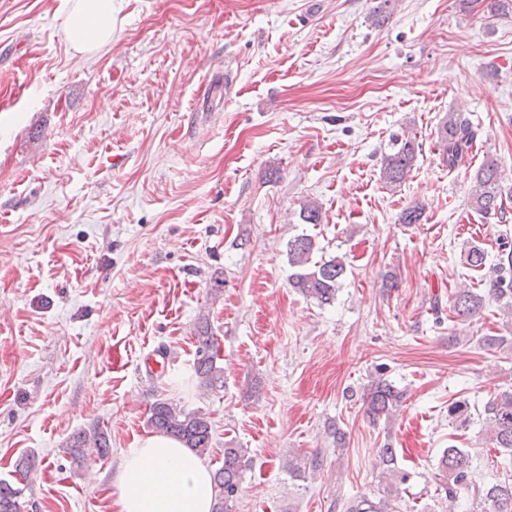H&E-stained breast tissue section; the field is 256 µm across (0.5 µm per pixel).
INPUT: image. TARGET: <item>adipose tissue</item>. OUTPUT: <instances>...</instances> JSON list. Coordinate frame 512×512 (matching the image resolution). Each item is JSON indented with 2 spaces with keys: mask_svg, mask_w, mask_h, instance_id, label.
Wrapping results in <instances>:
<instances>
[{
  "mask_svg": "<svg viewBox=\"0 0 512 512\" xmlns=\"http://www.w3.org/2000/svg\"><path fill=\"white\" fill-rule=\"evenodd\" d=\"M64 36L80 54L112 42V0H71ZM119 512H212L211 477L175 438L152 434L126 452L113 482Z\"/></svg>",
  "mask_w": 512,
  "mask_h": 512,
  "instance_id": "ef3b65f1",
  "label": "adipose tissue"
}]
</instances>
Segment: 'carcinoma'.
Wrapping results in <instances>:
<instances>
[{"mask_svg": "<svg viewBox=\"0 0 512 512\" xmlns=\"http://www.w3.org/2000/svg\"><path fill=\"white\" fill-rule=\"evenodd\" d=\"M476 131L461 115L450 112L438 127V140L443 159L448 167L458 165L473 146ZM421 143L413 134H401L395 138L392 153L382 159L381 176L385 183H402L414 167ZM498 167L494 160H486L476 171V185L471 195V206L478 214L493 216L499 222L508 221V211L503 203L498 182ZM496 262L486 265L487 253L478 245L465 251L467 265L489 268L486 294L471 288H461L454 294L453 311L461 321L473 319L483 309L486 298L502 305L504 314L512 317V239L502 236L497 240ZM315 242L309 235H298L288 241L289 262L295 272L290 285L303 296L318 305H329L336 298L340 280L346 272L345 262L334 257L328 261H313ZM198 346L193 369L199 388L204 391L224 387V368L219 360L218 339L208 326L200 327ZM404 391L380 377L371 381L362 400L369 418L378 421L394 416L402 406ZM485 431L492 447L503 455L502 467L512 465V392H504L488 401L484 406ZM467 403L456 401L448 406V420L458 426L469 423ZM148 423L157 433L174 437L199 456L209 453L212 444L210 417L199 410H187L166 399L156 401L150 409ZM70 455L76 463L81 462L90 451L105 456L109 450L108 439L103 432L94 431L73 437ZM252 459L244 448L224 449V463L212 472L214 504L213 512H234V501L239 491L242 474L251 465ZM322 465L320 457L288 456V473L295 477ZM376 468L379 480L384 484L383 494L376 498L362 495L348 503L346 512H394V501L400 486L408 480V474L397 466L396 450L385 444L377 453ZM436 490L443 493L453 504L460 494L468 493L472 498V512H512V478L480 485L472 479L468 452L450 446L439 459L434 475ZM21 490L5 480L0 481V512H19L18 498Z\"/></svg>", "mask_w": 512, "mask_h": 512, "instance_id": "cac0c4a2", "label": "carcinoma"}]
</instances>
